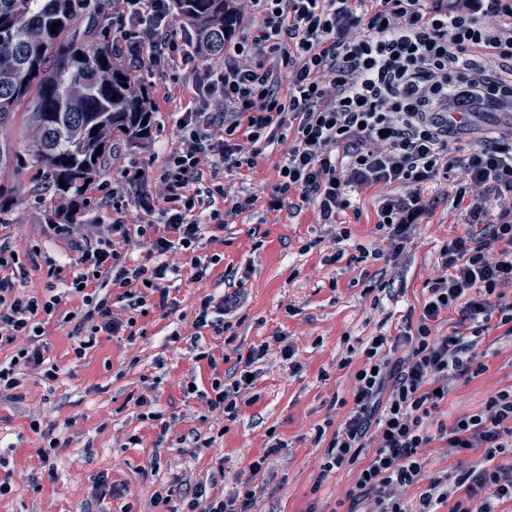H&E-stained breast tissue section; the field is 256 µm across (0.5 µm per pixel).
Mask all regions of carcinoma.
I'll return each mask as SVG.
<instances>
[{
  "label": "carcinoma",
  "instance_id": "obj_1",
  "mask_svg": "<svg viewBox=\"0 0 512 512\" xmlns=\"http://www.w3.org/2000/svg\"><path fill=\"white\" fill-rule=\"evenodd\" d=\"M87 2L0 0V131L23 107L35 132L25 155L0 137V170L29 161L72 204L112 166L116 146L141 145L152 132V101L132 71L91 27L72 28ZM237 8V0H176L179 16L195 32L197 54L206 60L224 55Z\"/></svg>",
  "mask_w": 512,
  "mask_h": 512
}]
</instances>
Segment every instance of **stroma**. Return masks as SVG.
<instances>
[{
	"label": "stroma",
	"instance_id": "obj_1",
	"mask_svg": "<svg viewBox=\"0 0 512 512\" xmlns=\"http://www.w3.org/2000/svg\"><path fill=\"white\" fill-rule=\"evenodd\" d=\"M136 77L158 106L152 137L141 147L119 151L72 218L104 232L114 224L162 223L160 174L170 153L181 146L179 118L200 103L195 77L180 62L144 66ZM282 155L278 148L264 152L251 171L225 170L223 183L230 195L255 194L258 202L230 218L218 241L205 238L195 250L166 254V262L184 267L195 256L205 260L217 254L221 261L208 279L171 281L176 307L149 306L138 320L141 334L131 337L123 331L100 339L78 359L72 352V325L55 321L47 327L43 343L59 368L57 380L48 385L34 374L25 382L22 402L0 399V438L6 443L0 455L10 460L0 468V482L12 487L0 497V512H83L89 502L101 512H152V496L164 486L173 489L170 506L180 512L183 483H212L230 492L244 481L255 491L251 512H335L338 500L353 489L356 474L343 468L321 476L326 445L318 441L317 430L329 421L340 424L347 415L353 377L340 362L347 358L360 364L362 342L397 333L409 309H422L424 285L440 271L442 244L463 230L464 214L447 199L463 176L456 168L447 180L424 188L433 206L399 262L358 266L348 260L355 246L380 238L373 198L355 193V210L340 217L350 237L338 244L330 227L318 224L312 208L267 212L261 196L276 184ZM35 180L36 170L28 165L0 173V183L12 189L0 239L17 250L28 272L18 287L41 294L48 261L63 264L69 255L66 241L52 236L49 227L70 218L53 192H33ZM114 189L121 201L117 209L106 201ZM337 251L341 259L330 262ZM377 281L387 284L386 292H371ZM230 283L244 295L243 306L229 315L233 340L224 342L206 328L199 343H192L201 297L222 295ZM280 336L293 344L301 372H292L283 359L276 342ZM264 343L269 351L254 365L257 379L239 397L236 420L209 412L198 394L183 393L182 384L193 373L200 391L211 387L206 362L195 359L199 349L244 355ZM476 351L483 354L487 370L450 391L438 414L445 424L478 411L493 392L512 387V335L489 329ZM142 396L154 400L161 421L139 419L136 401ZM33 417L40 420L42 433L30 430ZM165 420L170 430H163ZM194 430L211 439V446L187 442ZM272 431L286 447L270 458L264 473L249 477L243 463L262 454ZM133 434L141 437V445L129 446ZM48 435L62 443L52 473L40 467L36 454ZM423 457L421 481L403 493L410 512H417L430 480L484 460L482 450L451 454L437 441L424 449ZM109 483L125 486L126 495L106 497Z\"/></svg>",
	"mask_w": 512,
	"mask_h": 512
}]
</instances>
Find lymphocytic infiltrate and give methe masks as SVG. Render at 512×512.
<instances>
[{
	"label": "lymphocytic infiltrate",
	"mask_w": 512,
	"mask_h": 512,
	"mask_svg": "<svg viewBox=\"0 0 512 512\" xmlns=\"http://www.w3.org/2000/svg\"><path fill=\"white\" fill-rule=\"evenodd\" d=\"M257 22L237 39L218 68H200L193 37L170 35L175 0H117L112 35L125 44L135 67L145 61L178 60L194 68L202 103L178 121L181 148L167 160L163 227L116 224L111 233L74 237L68 224L54 225L67 238L72 276L56 289L62 266L49 263V297L16 284L22 270L11 245L0 243V346L17 337L28 343L0 361V396L22 388L29 371L55 380L47 365L40 330L65 300L73 324L75 357H84L99 336L136 326L147 297L158 294L167 308L170 278L181 269L162 257L180 246L195 247L204 224L223 229L228 218L252 208L255 196L232 199L229 207L194 215L203 197H226L225 169L252 170L264 148L286 147L267 211L290 196L312 206L319 223L335 224L352 206L354 191H371L385 247L359 246L355 264L397 260L431 208L424 185L461 168L465 184L453 205L466 225L440 250L441 275L426 283L428 297L416 319L394 335L363 345L353 370L352 405L334 431L322 474L362 465L347 512L362 498L371 512H408L405 487L418 482L423 448L444 442L450 453L483 449L485 463L463 468L452 479L431 481L420 496L421 512H496L512 500V464L495 465L512 449V389L494 392L478 412L430 431L435 412L452 383L470 382L487 370L474 348L490 325L512 335V135L485 136L467 155H453L451 132L471 129L490 111L512 112V0H249ZM287 76H280V69ZM209 179L206 194L196 183ZM506 199L496 221H488V195ZM148 242L149 256L131 260L119 244ZM121 291L126 317L112 311L111 288ZM239 292L204 295L196 329L224 334L226 314ZM458 326L440 335L442 316ZM376 449L361 463L367 433ZM465 491L452 497L453 488ZM253 493L241 484L212 497L205 486L189 491V512H250Z\"/></svg>",
	"instance_id": "1"
}]
</instances>
